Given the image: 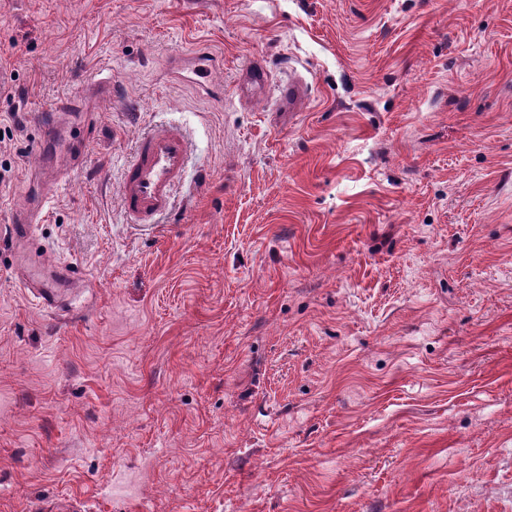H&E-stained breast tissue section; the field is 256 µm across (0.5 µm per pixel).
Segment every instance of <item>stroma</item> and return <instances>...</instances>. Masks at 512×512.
<instances>
[{"label": "stroma", "instance_id": "35a3bbf8", "mask_svg": "<svg viewBox=\"0 0 512 512\" xmlns=\"http://www.w3.org/2000/svg\"><path fill=\"white\" fill-rule=\"evenodd\" d=\"M0 68V512H512V0H0ZM169 124L175 210L133 223ZM42 260L77 313L27 292ZM307 95V85L292 77L279 90V105L288 112H295L298 103ZM187 142L176 128L140 135L121 187V207L134 221L149 223L175 206L172 189L185 168Z\"/></svg>", "mask_w": 512, "mask_h": 512}]
</instances>
